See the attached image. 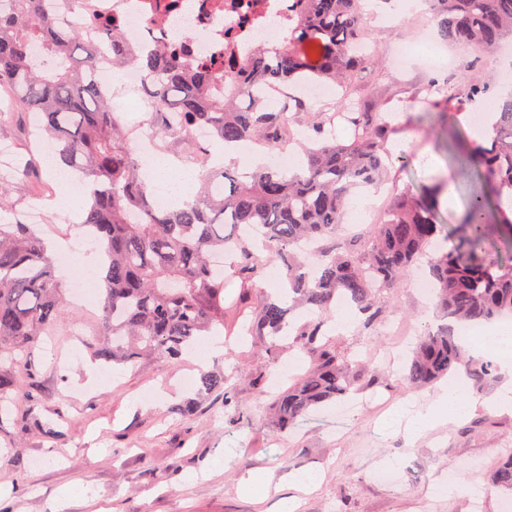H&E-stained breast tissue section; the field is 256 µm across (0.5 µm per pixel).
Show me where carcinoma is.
<instances>
[{"label":"carcinoma","mask_w":512,"mask_h":512,"mask_svg":"<svg viewBox=\"0 0 512 512\" xmlns=\"http://www.w3.org/2000/svg\"><path fill=\"white\" fill-rule=\"evenodd\" d=\"M438 34L464 44L477 57L494 53L512 39V0H427ZM370 15L362 0H295L288 38L256 47L235 68L236 87L218 77L234 59L233 42L214 61L186 63L181 51L155 48L139 56L106 23L112 41V69L135 60L144 72L142 95L154 108L161 136L179 145L198 126L212 141L237 146L251 142L274 154L295 143L294 126L305 124L314 137L305 149L301 172L277 163L243 172L208 167L209 148L182 152L201 167L199 191L181 208L153 198L140 176V157L120 118L112 112L96 76L97 47L74 25L49 10L47 0H13L0 8V89L36 118V130L53 155L84 181L80 222L99 247L104 270L98 284L104 341L98 354L107 362L138 365L160 355L173 360L199 336L224 326L225 279L238 284L236 303L248 319L245 329L264 347L268 363L282 354L278 337H292L307 369L294 377L268 406L272 425L290 431L311 411L376 385V375L328 337L336 302L348 298L365 316L363 327L381 321L380 298L396 287L423 257L427 278L444 319L424 331L406 363L414 389L461 375L474 391L497 377L490 356L466 354L458 330L512 315V265L495 266L481 256L489 204L498 212L500 234L512 240V99L498 104V119L481 142L468 149L458 167L482 171L484 185L470 196L453 246L435 220L437 195L392 190L382 224L357 236L343 226L347 198L356 188L379 189L393 182L388 148L397 129L389 121L396 84L388 92L362 98L359 109L325 112L297 95L277 109L261 89L282 84L355 86L365 58L353 54L368 42ZM490 85L469 74L434 73L415 94L432 107L476 104ZM342 120L351 136L330 130ZM25 168L0 179V402L17 397V378L35 375L30 350L66 312L67 302L45 240L15 218L11 196ZM312 241L313 265L304 270L299 244ZM229 260V276L211 264L215 253ZM279 265L286 294L259 291L265 262ZM315 318L295 322L296 310ZM221 391L224 407L237 403L235 387L220 373L200 377V394ZM491 483L512 496V456L492 471Z\"/></svg>","instance_id":"obj_1"}]
</instances>
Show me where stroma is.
Masks as SVG:
<instances>
[{
  "mask_svg": "<svg viewBox=\"0 0 512 512\" xmlns=\"http://www.w3.org/2000/svg\"><path fill=\"white\" fill-rule=\"evenodd\" d=\"M428 15L413 13L398 26H374L373 43L381 54L371 68L380 83L411 88L429 75L422 67L423 33ZM458 110L428 111L421 98L404 96L396 121L406 127L390 149L397 160L398 187L450 186L451 201H440V223H460L471 192L482 182L453 163L472 139ZM29 176L13 194L15 208L48 209L49 197H35L32 184L57 185L52 153L30 157ZM386 318L398 330L352 331L343 346L380 370L379 383L357 394L358 405L340 414L329 404L302 422L294 433L279 435L264 406L290 374L303 371L304 355L286 349L271 365L260 344L231 335L220 354L202 349L198 356L171 362L155 357L143 364L104 363L90 348L101 341L96 297L88 307L70 306L52 339L30 356L37 366L33 402L18 401L8 421L0 422V512H277L284 498L295 512H471L466 492L430 497L429 488L449 471L468 483L473 469L490 474L512 454V412L489 410L481 402L512 375L478 392L480 402L462 423L443 426L414 439L404 429L386 427L385 417L399 403L414 410L435 407L442 384L413 390L404 374L388 364L398 345L413 348L426 327L437 326L434 296L421 297L412 280L384 294ZM221 371L235 385L238 408L207 399L190 421L171 409L195 397L189 375ZM63 414L71 423L63 437L51 438L28 421ZM386 467L398 483H378L373 473ZM317 475L313 491L293 484L295 473ZM266 480L268 490L250 493L244 479Z\"/></svg>",
  "mask_w": 512,
  "mask_h": 512,
  "instance_id": "35a3bbf8",
  "label": "stroma"
}]
</instances>
